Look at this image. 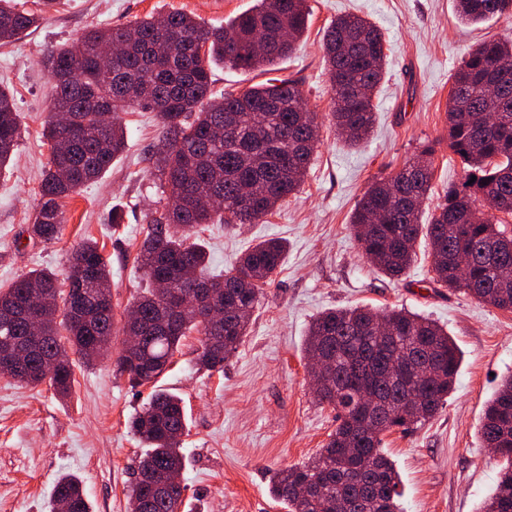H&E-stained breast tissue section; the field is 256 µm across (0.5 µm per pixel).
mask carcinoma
Masks as SVG:
<instances>
[{"mask_svg": "<svg viewBox=\"0 0 512 512\" xmlns=\"http://www.w3.org/2000/svg\"><path fill=\"white\" fill-rule=\"evenodd\" d=\"M459 20L477 24L512 14V0H456ZM310 12L306 0H256L222 27L208 26L182 11L147 16L126 26L93 27L68 45L52 46L43 65L53 77V110L44 129L51 153L40 185L39 210L24 232L31 241L59 239L62 200L106 172L126 148L121 113H155L158 144L150 171L166 193V205L149 215L136 262L149 287L135 303L138 317L125 320L123 335L140 337L121 346L118 370L134 386L156 384L195 332L200 349L194 364L221 371L224 360L247 336L249 317L286 251L279 239L249 248L222 279L206 275L208 253L200 226L257 224L300 186L318 142L317 114L302 106V84L270 79L212 93L211 64L267 71L295 50ZM40 16L0 0V44L35 27ZM290 37L288 47L282 34ZM123 45L111 70L98 63L101 49ZM385 39L370 21L338 16L324 32V61L333 92L337 131L352 146L363 143L375 122L373 99L384 77ZM68 115L69 124L55 117ZM448 147L463 164L460 184L422 223L421 203L431 190V164L410 160L396 173L370 184L350 218L361 251L384 274L400 276L424 237L431 248L433 281L463 290L499 310L512 311V227L494 212L512 215V41L480 44L453 76L448 98ZM20 136L13 94L0 88V170L10 165ZM476 180H471V177ZM222 191L224 207H212L211 188ZM468 258L467 276L456 259ZM110 262L97 241L79 243L70 259L65 287L56 274L33 270L0 291V346L20 343L35 358L59 360L46 377L34 371L18 382L48 383L67 397L74 383L66 355L71 345L86 363L107 355L113 342L114 312ZM214 289L224 306L222 323L206 314L197 289ZM61 299L41 309L39 335L26 320L33 300ZM391 336L375 334V324ZM66 334H61V331ZM309 359L325 357L334 369L316 391L319 403L336 410V429L308 462L277 471L271 496L288 512H402L400 474L382 448V436L434 418L448 402L462 356L448 330L416 312L381 314L367 305L327 310L310 323L305 339ZM369 388L393 403L381 415L353 412L358 388ZM131 429L148 451L140 459L129 490L131 512H181L184 489L162 485L165 474L184 466L182 437L187 429L183 400L153 390ZM487 448L500 459L497 485L481 512H512V375L504 378L487 405L480 427ZM67 499L71 512H91L82 481L61 475L50 512Z\"/></svg>", "mask_w": 512, "mask_h": 512, "instance_id": "cac0c4a2", "label": "carcinoma"}]
</instances>
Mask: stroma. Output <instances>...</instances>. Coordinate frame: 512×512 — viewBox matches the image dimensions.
Returning a JSON list of instances; mask_svg holds the SVG:
<instances>
[{
	"instance_id": "obj_1",
	"label": "stroma",
	"mask_w": 512,
	"mask_h": 512,
	"mask_svg": "<svg viewBox=\"0 0 512 512\" xmlns=\"http://www.w3.org/2000/svg\"><path fill=\"white\" fill-rule=\"evenodd\" d=\"M41 11L38 27L0 45V87L9 88L21 136L0 172V289L27 271L65 274L74 247L98 241L111 264L112 304L123 317L146 282L134 258L147 215L165 202L146 160L158 143L153 113L123 115L128 147L104 175L65 199L56 242L22 239L39 205L49 157L41 133L51 110V79L42 64L48 47L71 42L92 26L125 25L173 10L206 25L248 10L253 0H17ZM309 28L278 66L300 79L317 112L319 142L299 193L259 224H208L202 239L209 270H231L261 240L286 243L282 266L263 291L249 332L222 372L194 364L190 334L162 388L179 395L187 415L183 451L184 512H284L269 493L272 471L307 462L336 427V413L319 405L304 351L310 321L321 312L369 304L405 308L444 325L462 352L444 408L417 429L385 434V450L402 479L403 512H479L494 491L499 468L478 430L503 377L512 373V312L479 302L433 281L426 245L405 272L389 278L361 252L350 216L374 178L397 172L425 148L433 150L426 211L460 183L462 163L448 147L446 106L455 69L475 45L512 38V16L476 26L460 22L455 0H307ZM372 22L386 39V75L375 97L376 122L357 148L331 123L333 94L321 50L325 28L341 14ZM125 218L112 228L113 207ZM74 385L59 397L49 384L24 386L0 377V512H47L61 473L79 476L92 512H130L128 489L142 448L130 429L150 386H132L115 356L84 364L71 354Z\"/></svg>"
}]
</instances>
